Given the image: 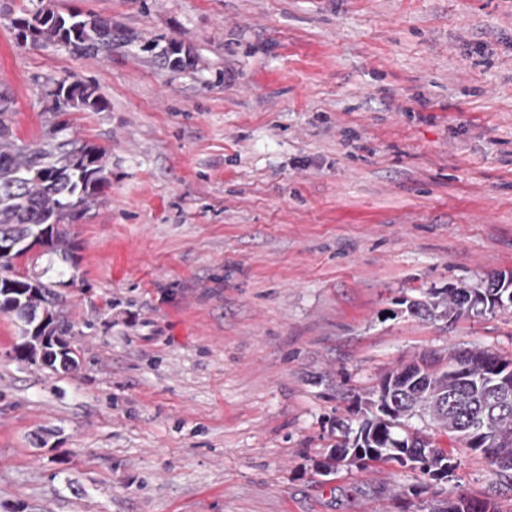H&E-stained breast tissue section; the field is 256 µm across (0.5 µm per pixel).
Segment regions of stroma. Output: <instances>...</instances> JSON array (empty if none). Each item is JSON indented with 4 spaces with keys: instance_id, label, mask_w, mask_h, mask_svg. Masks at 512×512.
<instances>
[{
    "instance_id": "1",
    "label": "stroma",
    "mask_w": 512,
    "mask_h": 512,
    "mask_svg": "<svg viewBox=\"0 0 512 512\" xmlns=\"http://www.w3.org/2000/svg\"><path fill=\"white\" fill-rule=\"evenodd\" d=\"M28 3L0 0L15 141L78 78L103 108L67 119L108 185L58 288L79 370L14 360L0 313V512H429L418 471L315 465L386 371L512 358V307L403 305L512 273V0H44L125 36L99 55L21 45ZM174 40L192 67L163 65Z\"/></svg>"
}]
</instances>
